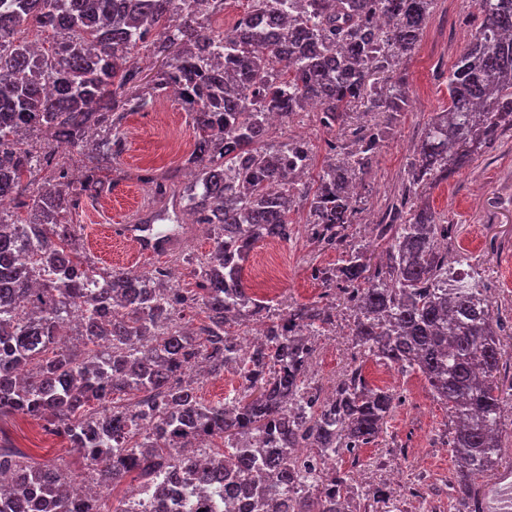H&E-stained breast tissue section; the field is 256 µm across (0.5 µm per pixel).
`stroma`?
<instances>
[{"label":"stroma","mask_w":512,"mask_h":512,"mask_svg":"<svg viewBox=\"0 0 512 512\" xmlns=\"http://www.w3.org/2000/svg\"><path fill=\"white\" fill-rule=\"evenodd\" d=\"M478 22L476 0H435L415 52L402 63L412 107L361 180L364 211L349 231L351 242L373 240L371 226L401 190L425 124L448 104V71L466 49ZM123 128L127 147L107 174L109 190L84 199L72 221L80 227L84 250L97 267L135 265L145 271L164 264V257L141 255L130 239L109 241L105 228L117 219L128 199L148 196V189L136 180L140 168L151 166L161 173L186 168L194 134L189 115L173 94L158 97L143 111L128 113ZM426 200L455 226L449 255L460 251L469 255L489 289L495 313L503 321H512V131L500 146L428 190ZM294 219L292 233L278 251L259 242L244 266V278L254 287L255 298L275 309L318 300L326 287L313 278V269L341 264L339 253L319 248L308 236L306 209H299ZM334 314L333 324L314 339L310 367L312 380L328 389L335 386L353 355V312L340 299ZM362 366L373 386L403 397L377 441L361 449L357 458L346 456L341 461L342 468L354 480L364 481L366 488L390 491V499L373 502L370 512H457L456 462L446 439L447 408L434 399L419 374H405L370 358ZM0 439L35 462L61 463L79 475L86 472L82 455L70 442L45 434L35 421L18 416L0 419Z\"/></svg>","instance_id":"obj_1"}]
</instances>
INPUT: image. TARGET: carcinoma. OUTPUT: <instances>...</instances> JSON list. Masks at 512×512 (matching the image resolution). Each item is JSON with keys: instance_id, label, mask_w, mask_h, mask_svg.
Instances as JSON below:
<instances>
[{"instance_id": "1", "label": "carcinoma", "mask_w": 512, "mask_h": 512, "mask_svg": "<svg viewBox=\"0 0 512 512\" xmlns=\"http://www.w3.org/2000/svg\"><path fill=\"white\" fill-rule=\"evenodd\" d=\"M435 0H249L231 30L213 32L192 0H0V417L40 420L66 437L92 466L96 490L70 496L62 465H32L0 447V512H32L36 497L56 512H129L105 508L101 490L135 473L142 485L182 473L208 499L213 480L250 490L252 512H344L353 477L314 462L354 455L376 441L401 403L374 388L354 362L321 401L308 379V336L333 324L332 304L290 303L274 313L252 297L244 263L256 242L288 240L291 215L308 212L311 239L344 255L313 277L334 285L354 312L361 357L422 374L448 408V445L456 461L458 512H468L475 480L504 457L500 387L509 366L487 289L448 266L453 225L425 195L432 186L494 148L512 131V0H476L480 22L448 73V107L427 122L408 162L400 199L377 224L382 257L348 243L362 212L354 192L410 110L400 65L419 42ZM159 60L143 76L138 54ZM177 89L193 119L190 190L174 176L144 171L139 180L166 199L173 227L183 216L213 228L196 265L195 287L142 272L153 288L121 268L100 269L80 248L66 217L104 188L95 166L72 178L52 146L30 137L89 147L112 160L126 150L123 120ZM314 110L333 134L315 179L314 148L270 135V117ZM382 114L379 123L353 113ZM49 178L37 182L40 172ZM203 316L198 327L181 323ZM81 330L62 340L69 318ZM263 323L240 353L235 325ZM219 376L233 367L240 389L205 402L190 379L197 362ZM131 393L129 405L113 401ZM158 416L146 427V414ZM221 439L223 449H212ZM305 448L302 459L295 449Z\"/></svg>"}]
</instances>
